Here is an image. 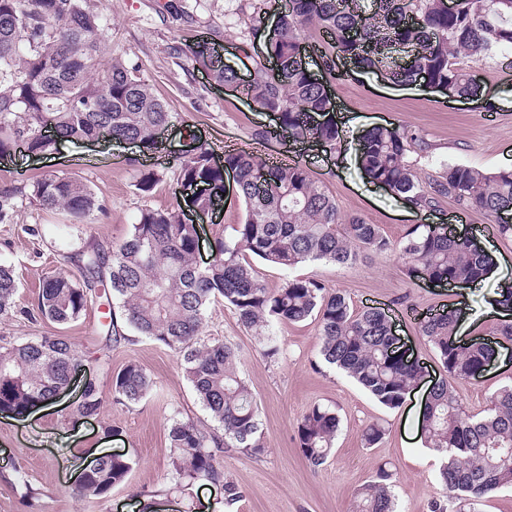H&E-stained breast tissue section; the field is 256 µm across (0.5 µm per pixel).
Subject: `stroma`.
<instances>
[{
  "label": "stroma",
  "mask_w": 512,
  "mask_h": 512,
  "mask_svg": "<svg viewBox=\"0 0 512 512\" xmlns=\"http://www.w3.org/2000/svg\"><path fill=\"white\" fill-rule=\"evenodd\" d=\"M287 0H87L90 9L107 20V42L113 53L130 58L138 74L161 98L171 119L163 135L161 160L143 155L141 148L114 142L61 143L45 152L13 162L0 158V187L28 188L49 175H76L87 182L103 205L83 225H73L65 212L45 211L26 202L11 221L0 223V264L13 266L18 282V312L0 317V336L11 341L56 331L79 349L84 359L72 388L32 420L0 416V512H138L142 503H161L164 512H353L357 489L371 480L379 465L397 476L398 512H429L438 498L441 457L414 442V429L405 426L409 413L420 406L408 399L388 409L372 399L350 378L326 364L319 354L318 324H279L273 333L280 345L275 357L264 355L254 331L244 328L233 308L224 302L207 310L204 335L237 344L238 368L248 380L259 407L263 454L229 451L221 456L226 477L242 491L235 505L224 503L221 486L196 482L176 487L170 473L168 431L173 418L191 419L205 428L216 423L199 403L173 351L138 338L112 347L104 338V308L92 302L75 323L53 327L26 317L37 302L38 288L48 276L74 272L66 252L90 243L118 246L137 223L142 210L181 206L177 178L179 159L193 145L211 147L223 155L228 147L276 161L299 155L313 178L334 196L342 215H357L378 225L391 241H400L423 221L436 224L455 219L465 231L480 230V241L497 256L500 275L481 287L436 288L409 272L398 251L375 255L349 266L306 263L287 271L261 260L253 265L271 289L289 275L320 280L328 290L347 296L354 310L375 307L391 319L407 348L427 368L428 381L445 372L432 346L419 334L408 306L426 311L462 303L469 311L468 333L495 334L503 317L489 305L503 281L512 282V240L493 231L494 217L475 210H458L452 199L424 215L407 207L390 192L370 183L356 162V141L362 131L392 124L430 146L429 153H409L418 177L440 172L444 163L458 162L497 170L512 168V66L502 58L468 63L481 85L480 97L449 98L421 86L398 87L381 76L352 71L342 82H330L337 103L336 118L343 130L341 149L329 154L289 142L276 132L272 114L239 94L224 90L190 59L175 56L176 45L209 44L221 51L227 64L241 75L257 66H270L265 51L269 30ZM265 139H255L259 129ZM152 170V190H139L141 174ZM244 219L241 203L228 200L214 224L199 227V266L214 255L216 235L231 237ZM138 362L155 382L139 403L106 402L90 420L72 416L86 379L110 392L112 376L128 361ZM512 383V350L502 349L498 364L477 379L457 384L468 413L487 409L492 394ZM339 412L343 427L331 457L312 467L301 455L297 426L315 405ZM380 423L382 442L365 447L362 430ZM132 456L136 464L125 483L105 499L75 494L70 473L91 463L101 451Z\"/></svg>",
  "instance_id": "1"
}]
</instances>
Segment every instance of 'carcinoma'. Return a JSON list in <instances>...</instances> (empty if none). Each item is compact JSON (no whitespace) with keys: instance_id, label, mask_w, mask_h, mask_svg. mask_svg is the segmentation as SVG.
Wrapping results in <instances>:
<instances>
[{"instance_id":"carcinoma-1","label":"carcinoma","mask_w":512,"mask_h":512,"mask_svg":"<svg viewBox=\"0 0 512 512\" xmlns=\"http://www.w3.org/2000/svg\"><path fill=\"white\" fill-rule=\"evenodd\" d=\"M288 0V8L270 32L266 52L279 60L281 74L255 69L242 94L256 106L279 113L281 128L294 141L312 140L330 148L341 143L336 105L300 56V40L311 24L327 40L318 52L326 74L341 80L337 66L347 60L381 73L398 86L413 85L421 74L448 93L469 97L478 84L461 60L493 59L512 50V0ZM400 45L410 61L391 56ZM217 83L236 73L216 53L198 47L175 48ZM170 113L128 59L108 52L103 15L86 0H0V154L9 155L16 140L40 153L50 142L38 135L42 123L54 124L59 140L79 142L109 129L112 137L156 150L155 130L169 123ZM428 153L429 145L388 125L366 131L359 141L358 164L370 182L388 188L408 205L431 210L443 198L489 216L512 210V170L494 172L448 162L438 176L419 178L406 160L411 148ZM211 151L200 147L180 161L178 181L201 184L198 208L206 212L224 200V170L211 165ZM235 171L236 198L246 219L231 239L214 238L215 259L195 263L192 232L177 209H147L115 249L79 247L70 260L77 278L65 271L47 277L39 288L38 319L55 325L76 322L88 299L111 289L122 319L133 332L172 350L198 400L220 425L207 431L196 422L175 418L168 432L170 466L175 485L207 481L222 486L234 505L242 492L226 479L219 454L231 449L260 455L259 411L249 382L238 370L239 352L224 340L202 336L210 303L221 299L241 325L257 332L266 355L278 354L269 333L274 323L317 320L320 354L388 409L403 405L420 379L421 364L400 356L399 339L386 315L353 309L346 295L329 291L311 278H289L274 290L258 278L247 255L280 268L307 262L348 266L361 257L399 249L409 268L421 270L441 285L479 284L495 266L493 255L468 237L440 224H417L394 244L376 224L340 214L335 198L315 181L301 161L274 163L245 151L224 153ZM19 191L0 188V223L12 219ZM28 198L45 210H63L80 224L102 210L95 192L74 176L36 180ZM14 270L0 264V316L16 308ZM418 331L433 347L447 377L432 388L420 423L426 447L438 452L442 496L430 512H471L472 501L500 489H512V384L498 389L484 414L466 413L455 381L486 370L498 357L491 342L465 343L455 330L460 312H419L409 307ZM82 355L62 336L49 332L26 341L0 345V413L23 416L50 401L65 386ZM153 380L135 361L112 376V401L140 402ZM106 398L88 388L76 413L100 414ZM338 413L315 405L297 427L298 447L314 467L325 464L341 429ZM386 434L380 423L362 431L368 448ZM135 460L107 454L78 485L83 497H100L125 481ZM395 473L378 467L362 485L355 512H396Z\"/></svg>"}]
</instances>
